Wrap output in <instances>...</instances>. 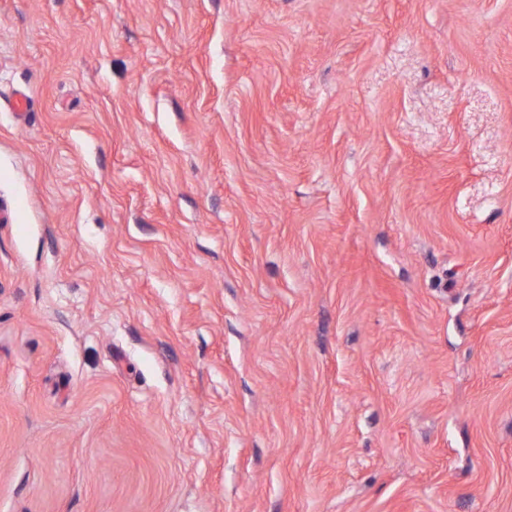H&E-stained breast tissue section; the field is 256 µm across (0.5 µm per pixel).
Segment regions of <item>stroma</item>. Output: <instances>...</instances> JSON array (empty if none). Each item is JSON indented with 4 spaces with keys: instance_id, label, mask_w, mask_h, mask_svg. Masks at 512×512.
<instances>
[{
    "instance_id": "stroma-1",
    "label": "stroma",
    "mask_w": 512,
    "mask_h": 512,
    "mask_svg": "<svg viewBox=\"0 0 512 512\" xmlns=\"http://www.w3.org/2000/svg\"><path fill=\"white\" fill-rule=\"evenodd\" d=\"M0 512H512V0H0Z\"/></svg>"
}]
</instances>
